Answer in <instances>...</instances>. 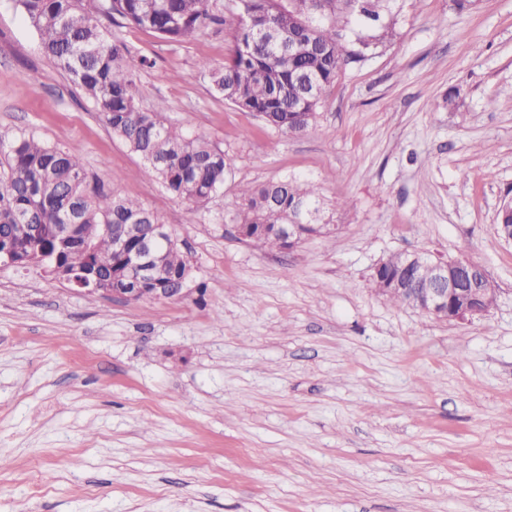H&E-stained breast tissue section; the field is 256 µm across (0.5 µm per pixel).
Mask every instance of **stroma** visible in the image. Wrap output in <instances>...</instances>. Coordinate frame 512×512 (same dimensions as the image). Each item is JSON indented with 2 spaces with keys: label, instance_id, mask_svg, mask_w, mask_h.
Returning <instances> with one entry per match:
<instances>
[{
  "label": "stroma",
  "instance_id": "1",
  "mask_svg": "<svg viewBox=\"0 0 512 512\" xmlns=\"http://www.w3.org/2000/svg\"><path fill=\"white\" fill-rule=\"evenodd\" d=\"M391 18L301 135L213 92L199 63L223 64L231 29L113 26L156 62L141 107L229 158L196 209L0 0V135L77 150L194 267L189 295L129 302L0 265V512H512V0H396ZM284 177L318 184L340 232L239 240V187ZM411 251L481 265L496 306L453 324L390 303L373 270Z\"/></svg>",
  "mask_w": 512,
  "mask_h": 512
}]
</instances>
